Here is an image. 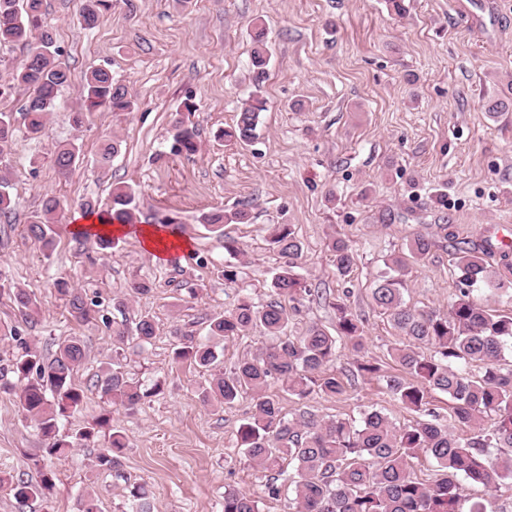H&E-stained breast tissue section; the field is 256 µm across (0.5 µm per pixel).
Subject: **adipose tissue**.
<instances>
[{
    "label": "adipose tissue",
    "instance_id": "adipose-tissue-1",
    "mask_svg": "<svg viewBox=\"0 0 512 512\" xmlns=\"http://www.w3.org/2000/svg\"><path fill=\"white\" fill-rule=\"evenodd\" d=\"M73 230L90 237H137L143 249L152 256L153 260L164 263L190 247L189 240L166 232L161 226L120 224L97 214H76Z\"/></svg>",
    "mask_w": 512,
    "mask_h": 512
}]
</instances>
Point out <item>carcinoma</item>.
Instances as JSON below:
<instances>
[{
  "mask_svg": "<svg viewBox=\"0 0 512 512\" xmlns=\"http://www.w3.org/2000/svg\"><path fill=\"white\" fill-rule=\"evenodd\" d=\"M42 4L43 0H0V46L28 48L24 62L12 73L11 83H0V99L15 84L31 90L25 118L27 133L34 138L44 130L58 93L70 77L60 61L61 50L53 32L42 25ZM110 7L109 0H85L80 13L82 27L96 28ZM251 63L255 92L241 107L234 126L217 134L218 138L239 145L254 142L260 114L265 111L260 92L267 78L269 49L262 27L254 29ZM83 101L84 110L72 116L78 128L87 112H132L137 108L127 89L103 68L85 75ZM14 131L12 115L1 111L0 218L8 216L15 204L12 173L3 163V153L12 142ZM172 139L171 150L175 154L189 158L198 152L195 126L175 122ZM80 161L81 147L69 142L58 149L53 166L59 176L66 177ZM136 196V189L129 184L114 188L106 214L123 224L136 223ZM59 208L60 201L49 197L28 220L27 232L47 249L54 246L51 224L55 223ZM245 219L243 211L228 214L218 209L202 214L199 223L224 239L225 252L235 258L239 248L235 240L224 236V225ZM437 236L456 241L453 260L461 288L446 313L406 306L403 280L399 279L407 267V258L415 262L427 259ZM270 243L282 263L272 278L269 299L256 303L247 295L238 296L232 308L209 318L208 340L175 332L178 344L174 352L176 360L212 372L208 387L201 392L203 402L217 401L228 406L243 397L250 398L251 413L238 428L237 443L258 468L274 474L267 484L268 495L276 498L281 486H293V512H463L461 479L512 492V453L500 454L504 448L512 449V364L504 358L506 347L512 348V316L492 314L474 297L478 286L501 288L507 281L512 283L511 263H504L496 273L490 269L488 258L494 255L491 240L472 245L458 240L452 225L439 224L436 235L413 239L408 257H391L390 274L380 277L372 290L375 310L390 320L402 338L390 353L400 372L387 373L365 358L358 361V372L384 382L395 400L416 413L430 412L427 405L432 391L446 395L452 403L446 424L417 420L402 426L376 410L365 413L357 426L345 419L324 420L309 410L308 402L314 396L339 397L352 386L351 379L328 374L326 368L346 347L362 352L363 322L348 305L339 303L336 333L313 323L299 336L288 335L292 317L287 303L311 294L299 273L303 247L288 224L275 227ZM327 249L336 271L348 273L356 261V249L336 237L329 240ZM56 287L66 300L72 319L87 322L96 317L94 303L87 302L68 281L60 280ZM14 298L26 315L38 312V300L26 290H16ZM252 326L263 327L275 343L243 358L228 374L215 372L217 353L210 340L238 336ZM112 334L122 341L131 337L143 347L155 336V322L151 316L141 314L131 327L124 317L112 322ZM16 342L11 367L23 383L19 408L37 421L47 440L41 449L43 457L59 459L74 448L88 445L95 436V427L71 433L61 430L63 420L78 412L85 399V387L77 378L78 369L87 358L85 343L78 337L67 339L46 360L26 341L18 338ZM421 345L431 347L432 354L418 351ZM273 382L301 405L295 417L283 416L278 402L268 394ZM95 387L109 406L97 419L96 427L109 425L112 407L132 409L161 390L158 383L147 389L130 379L118 361L101 367ZM488 419L493 421L489 429L484 427ZM460 426L468 428L470 436L456 435ZM123 448L124 436L113 432L110 446L96 454L94 467L114 469ZM492 448L499 454L491 455ZM421 454L433 458L438 465L437 473L429 480L418 478L412 470L411 461ZM55 479V470L49 468L38 481L19 479L7 483L0 479V487H8L23 506L43 497ZM130 497L131 512H148L144 486L132 487ZM224 512L260 510L254 498L228 490L224 492Z\"/></svg>",
  "mask_w": 512,
  "mask_h": 512,
  "instance_id": "cac0c4a2",
  "label": "carcinoma"
}]
</instances>
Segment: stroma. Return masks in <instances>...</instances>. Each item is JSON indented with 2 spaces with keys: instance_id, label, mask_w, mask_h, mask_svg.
I'll return each instance as SVG.
<instances>
[{
  "instance_id": "stroma-1",
  "label": "stroma",
  "mask_w": 512,
  "mask_h": 512,
  "mask_svg": "<svg viewBox=\"0 0 512 512\" xmlns=\"http://www.w3.org/2000/svg\"><path fill=\"white\" fill-rule=\"evenodd\" d=\"M396 14L389 0H112L95 29L78 23L83 0H44L43 23L62 49L71 72L44 132L30 138L23 125L29 93L23 87L0 98L12 113L16 137L8 160L15 211L0 221V368L15 352L12 335L24 336L44 354L77 336L88 356L78 371L86 388L80 412L64 423L74 432L89 426L105 403L94 386L105 363L121 361L142 386L161 383L159 395L134 409L113 412L92 447L51 461L58 472L45 498L18 506L0 490V512H82L93 498L99 512H129L127 487L146 484L153 512H224V492L255 497L262 512H289L291 491L266 493L269 472L237 446L239 425L251 403L207 405L200 391L209 381L192 366L175 362L174 332L202 336L210 315L231 308L238 291L268 300L281 259L270 246V227L293 225L303 244L300 272L319 296L296 301L289 331L312 323L333 327L334 302L346 298L364 319L365 357L396 371L390 357L400 337L371 304V291L391 256L407 253L411 240L452 224L473 242L512 232V112L489 116L488 102L512 97V0H404ZM264 27L269 77L251 81V33ZM111 71L138 102L132 112H94L83 127L70 116L83 104L86 72ZM266 101L260 137L242 148L218 141L232 127L253 91ZM194 111H185V99ZM196 126L198 152L174 155L172 124ZM120 141L109 166L97 159L103 138ZM79 141L82 161L69 178L57 175L59 145ZM139 192L145 221L176 219L177 233L191 242L179 260L165 264L133 237L102 251L94 238L73 232L85 201L104 210L112 188ZM446 191L440 203L438 191ZM64 207L55 225V248L43 250L25 231L44 198ZM245 211L247 219L224 227L234 238L237 284L216 270L224 263V238L207 235L198 222L207 211ZM354 245L352 271L339 275L327 251L331 237ZM454 245L438 240L426 261L410 265L404 302L418 310L447 311L457 292ZM66 279L101 301L104 320H73L55 283ZM136 281L151 285L131 299L127 318L153 317L156 334L145 348L119 341L105 319L118 318L114 298ZM41 303L25 321L13 289ZM256 326L220 342L221 371L269 345ZM18 389H0V477L38 480L31 456L42 440L34 420L19 410ZM323 419L360 422L377 410L398 424L418 420L386 391L382 381L359 378L345 396H315ZM127 439L118 468L95 470L96 449L112 431Z\"/></svg>"
}]
</instances>
